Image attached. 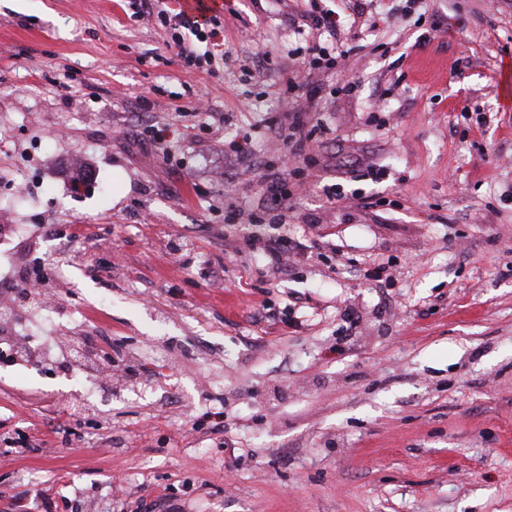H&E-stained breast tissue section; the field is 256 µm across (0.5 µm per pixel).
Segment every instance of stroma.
<instances>
[{
    "instance_id": "1",
    "label": "stroma",
    "mask_w": 512,
    "mask_h": 512,
    "mask_svg": "<svg viewBox=\"0 0 512 512\" xmlns=\"http://www.w3.org/2000/svg\"><path fill=\"white\" fill-rule=\"evenodd\" d=\"M26 2L0 274L52 255L56 356L106 336L123 373L79 415L67 372L0 365V512H512V0H221L208 71L140 0ZM333 40L301 162L266 125ZM271 169L291 207L249 223ZM279 236L308 258L270 273Z\"/></svg>"
}]
</instances>
